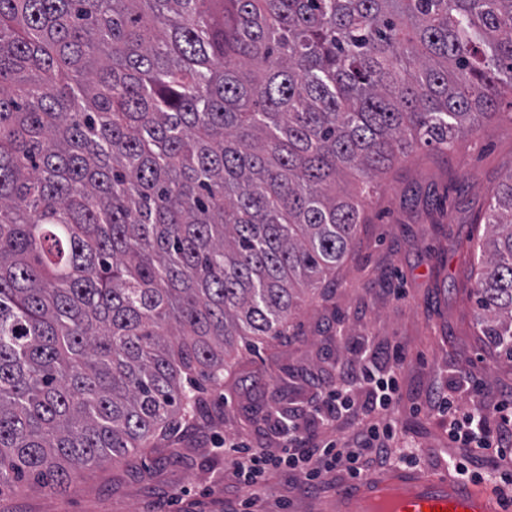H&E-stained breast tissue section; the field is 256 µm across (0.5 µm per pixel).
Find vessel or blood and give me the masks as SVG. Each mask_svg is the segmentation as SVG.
Listing matches in <instances>:
<instances>
[{
	"mask_svg": "<svg viewBox=\"0 0 512 512\" xmlns=\"http://www.w3.org/2000/svg\"><path fill=\"white\" fill-rule=\"evenodd\" d=\"M372 499L381 512H503L493 489L445 470L390 468L355 481L338 498L341 512Z\"/></svg>",
	"mask_w": 512,
	"mask_h": 512,
	"instance_id": "vessel-or-blood-1",
	"label": "vessel or blood"
}]
</instances>
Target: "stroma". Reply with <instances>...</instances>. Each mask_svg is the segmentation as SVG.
<instances>
[{
    "mask_svg": "<svg viewBox=\"0 0 512 512\" xmlns=\"http://www.w3.org/2000/svg\"><path fill=\"white\" fill-rule=\"evenodd\" d=\"M512 165V108L440 153L421 147L395 162L367 202L351 258L336 272L329 298L307 299L286 343L246 356L235 375L206 384L210 418L182 423L130 464L103 462L66 489L35 481L0 496V512H225L245 492L225 478L217 440L240 438L255 448L279 441L266 411L273 403L305 413L337 364L359 353L401 347L393 412L422 450L421 466L458 459L448 425L430 407L433 390L474 377L486 403L512 394V366L479 336L469 241L486 234L482 217L500 175ZM345 472L307 491L289 473L266 480L258 512H336Z\"/></svg>",
    "mask_w": 512,
    "mask_h": 512,
    "instance_id": "35a3bbf8",
    "label": "stroma"
}]
</instances>
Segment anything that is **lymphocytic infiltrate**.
I'll return each instance as SVG.
<instances>
[{"mask_svg": "<svg viewBox=\"0 0 512 512\" xmlns=\"http://www.w3.org/2000/svg\"><path fill=\"white\" fill-rule=\"evenodd\" d=\"M360 377L372 387L367 409L375 413V420L361 424L350 436L320 439L307 431L304 416L289 413L288 439L278 450L249 448L235 440L225 441L228 476L237 479L255 500L263 491L265 474L275 469L295 472L302 486L311 489L338 468H345L354 480L371 463H385L400 432L397 420L387 415L396 379L377 377L367 365L361 367ZM351 392L350 382L344 379L324 388L314 409L324 429H334L337 420L353 410ZM433 406L438 414L448 417V437L462 453L502 460L512 449V399L498 401L491 409L477 400L465 411L450 394L437 391L433 394Z\"/></svg>", "mask_w": 512, "mask_h": 512, "instance_id": "obj_1", "label": "lymphocytic infiltrate"}]
</instances>
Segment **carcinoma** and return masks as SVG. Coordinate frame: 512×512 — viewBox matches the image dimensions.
<instances>
[{
    "mask_svg": "<svg viewBox=\"0 0 512 512\" xmlns=\"http://www.w3.org/2000/svg\"><path fill=\"white\" fill-rule=\"evenodd\" d=\"M512 94V0H0V494L127 460L330 296L365 197ZM480 333L512 361V167Z\"/></svg>",
    "mask_w": 512,
    "mask_h": 512,
    "instance_id": "carcinoma-1",
    "label": "carcinoma"
}]
</instances>
